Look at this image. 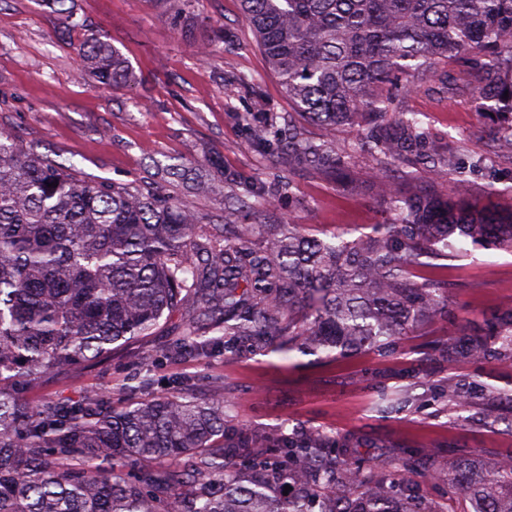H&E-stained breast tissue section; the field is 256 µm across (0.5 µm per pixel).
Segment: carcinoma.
<instances>
[{"label": "carcinoma", "mask_w": 512, "mask_h": 512, "mask_svg": "<svg viewBox=\"0 0 512 512\" xmlns=\"http://www.w3.org/2000/svg\"><path fill=\"white\" fill-rule=\"evenodd\" d=\"M240 3L297 116L283 128L248 125L252 143L344 189L354 168L332 135L367 130L376 200L390 221L352 239L314 237L266 222L275 190L245 197L226 176L197 182L224 199V223L204 229L156 187L85 179L0 133V512H436L409 494L420 476L411 455L387 482L320 430L270 439L241 427L226 437L217 379L207 394L180 382L160 400L121 407L109 392L24 397L153 335L165 314L187 306L193 316L166 360L206 358L218 345L233 358L273 343L387 352L418 324L448 316L440 284L414 275L420 258H455L467 242L512 250V214L469 203L459 154L436 151L421 114L384 91L398 71L413 91L437 61L474 51L483 56L478 109L503 117L493 143L512 155V0ZM77 57L102 84L132 79L105 36ZM306 123L320 136H307ZM396 162L409 167L415 192L392 189L386 169ZM443 174L456 176L446 197L429 190ZM245 209L259 223L238 224ZM439 352L511 360L512 304L485 333L461 329ZM153 372V362H138L126 391L148 389ZM481 398L475 383L448 378V400ZM441 480L469 512H512V456L484 472L452 463Z\"/></svg>", "instance_id": "obj_1"}]
</instances>
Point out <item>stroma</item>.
Instances as JSON below:
<instances>
[{"label":"stroma","mask_w":512,"mask_h":512,"mask_svg":"<svg viewBox=\"0 0 512 512\" xmlns=\"http://www.w3.org/2000/svg\"><path fill=\"white\" fill-rule=\"evenodd\" d=\"M194 12L182 21L167 0H73V22L66 26L47 0H0V132L92 179L159 182L164 166L183 162L203 174L222 171L242 190L282 183L289 194L275 204V222L305 225L320 238L383 223L386 213L367 192H338L315 171L289 169L250 141L247 120L284 126L288 100L267 73L239 0H196ZM100 35L127 59L129 85L108 87L80 71L77 46ZM475 86L463 53L438 62L418 90L405 91L399 81L393 91L404 109L424 114L436 148L455 149L466 163L481 160L470 199L506 213L512 211V158L495 153L497 120L476 108ZM416 271L441 281L451 316L465 319L469 332L484 330L512 303L510 251L471 245L455 259L421 258ZM187 318L185 311L173 312L155 335L47 380L31 399H75L93 390L123 399L134 361L153 355L159 362L143 399L167 396L183 378L203 388L208 375H219L229 428L242 425L271 438L319 429L350 440L386 478L400 453L422 455L429 475L414 487L428 502L441 499L443 488L432 475L449 463L491 465L512 456V404L500 402V419L491 424L477 405L460 407L447 396L452 376L484 385L491 396L512 391V362L431 361L427 344L445 338L449 321L421 326L386 353L328 358L272 347L233 359L219 353L206 361L162 359ZM382 389L402 396L400 409L377 411Z\"/></svg>","instance_id":"1"}]
</instances>
